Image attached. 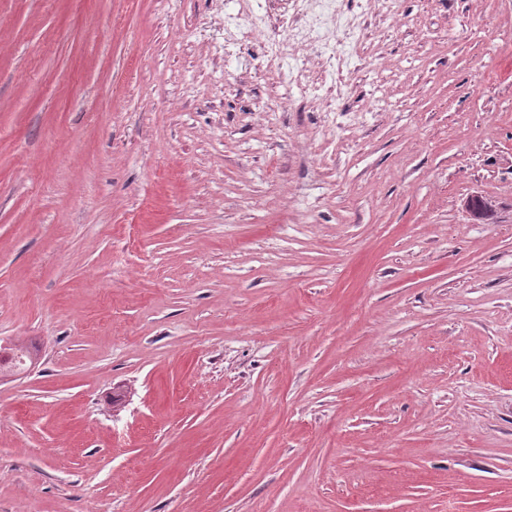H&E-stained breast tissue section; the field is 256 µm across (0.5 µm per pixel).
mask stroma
<instances>
[{"instance_id":"1","label":"stroma","mask_w":512,"mask_h":512,"mask_svg":"<svg viewBox=\"0 0 512 512\" xmlns=\"http://www.w3.org/2000/svg\"><path fill=\"white\" fill-rule=\"evenodd\" d=\"M233 11L0 0V512H512V0ZM296 8L288 19L271 18L266 13L254 11L249 6L250 0H237L239 10L246 16V22L240 28V41L251 42L265 36L267 29L277 26L279 37L267 40L268 53L271 61L276 62L283 57L297 60L295 49L307 47L313 53L327 56V59L338 69L348 63L350 56L366 58L369 56L364 47V36L367 29L363 16L369 12L388 17L396 22L399 16L400 0H367L361 4V12L348 14L341 9L340 0H292ZM330 33L335 45L326 40L325 34ZM344 46L348 52H340L337 47Z\"/></svg>"}]
</instances>
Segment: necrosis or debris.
Masks as SVG:
<instances>
[{"instance_id":"4bbe7bcc","label":"necrosis or debris","mask_w":512,"mask_h":512,"mask_svg":"<svg viewBox=\"0 0 512 512\" xmlns=\"http://www.w3.org/2000/svg\"><path fill=\"white\" fill-rule=\"evenodd\" d=\"M237 2L246 16L239 31L241 41L266 38L269 27L278 28L277 38L266 39L272 61L294 56L297 48L305 47L340 66L346 64L350 56L362 58L366 55L365 14L371 12L397 20L400 0H366L357 14L342 10L340 0H295L293 13L277 19L251 9V0Z\"/></svg>"}]
</instances>
